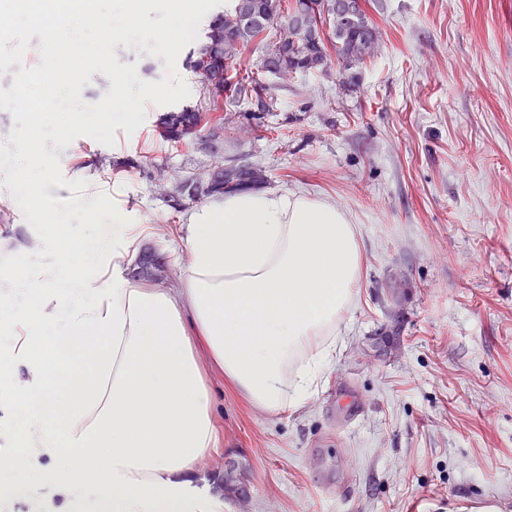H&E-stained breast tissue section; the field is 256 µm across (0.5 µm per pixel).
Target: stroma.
<instances>
[{"label": "stroma", "mask_w": 512, "mask_h": 512, "mask_svg": "<svg viewBox=\"0 0 512 512\" xmlns=\"http://www.w3.org/2000/svg\"><path fill=\"white\" fill-rule=\"evenodd\" d=\"M363 62L271 78L261 128L224 127V155L263 188L336 204L357 231L359 285L336 357L297 411L251 407L210 374L221 443L196 470L224 512H512V0H369ZM151 106L114 146L63 149L50 206L93 192L88 236L121 209L176 241L174 211L137 170L201 171Z\"/></svg>", "instance_id": "obj_1"}]
</instances>
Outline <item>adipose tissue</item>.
I'll use <instances>...</instances> for the list:
<instances>
[{"label":"adipose tissue","mask_w":512,"mask_h":512,"mask_svg":"<svg viewBox=\"0 0 512 512\" xmlns=\"http://www.w3.org/2000/svg\"><path fill=\"white\" fill-rule=\"evenodd\" d=\"M46 133L33 118L7 198L54 266L0 245V482L68 502L92 489L103 512H224L188 479L218 443L208 370L253 406L301 407L336 353L361 276L356 230L325 199L282 190L216 196L188 212V256L171 288L131 276L148 225L112 215L86 242L94 196L48 208Z\"/></svg>","instance_id":"obj_1"}]
</instances>
